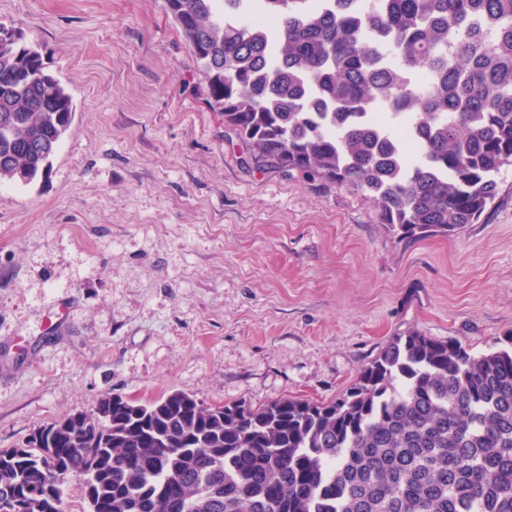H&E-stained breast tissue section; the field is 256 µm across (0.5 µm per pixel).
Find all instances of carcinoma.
Segmentation results:
<instances>
[{
  "mask_svg": "<svg viewBox=\"0 0 512 512\" xmlns=\"http://www.w3.org/2000/svg\"><path fill=\"white\" fill-rule=\"evenodd\" d=\"M207 104L259 166L351 185L402 236L479 223L512 166V0H166ZM75 116L0 42V182L47 173ZM414 134L409 145L398 131ZM512 512V334L394 336L338 399L104 397L0 449V512ZM82 486V477L71 476L62 482L60 488L63 512H81V507L85 506L81 494Z\"/></svg>",
  "mask_w": 512,
  "mask_h": 512,
  "instance_id": "carcinoma-1",
  "label": "carcinoma"
}]
</instances>
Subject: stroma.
I'll list each match as a JSON object with an SVG mask.
<instances>
[{
  "label": "stroma",
  "instance_id": "1",
  "mask_svg": "<svg viewBox=\"0 0 512 512\" xmlns=\"http://www.w3.org/2000/svg\"><path fill=\"white\" fill-rule=\"evenodd\" d=\"M75 118L0 185V448L102 397L338 398L396 335L512 332V168L481 223L401 239L364 190L248 165L165 0H0Z\"/></svg>",
  "mask_w": 512,
  "mask_h": 512
}]
</instances>
